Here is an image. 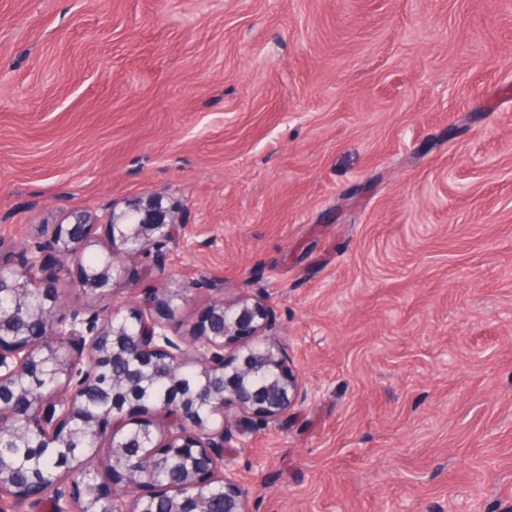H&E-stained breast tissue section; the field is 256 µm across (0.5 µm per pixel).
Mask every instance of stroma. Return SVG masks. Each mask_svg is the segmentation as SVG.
Masks as SVG:
<instances>
[{
	"label": "stroma",
	"instance_id": "1",
	"mask_svg": "<svg viewBox=\"0 0 512 512\" xmlns=\"http://www.w3.org/2000/svg\"><path fill=\"white\" fill-rule=\"evenodd\" d=\"M154 192L262 292L304 402L249 512H512V0H0V242Z\"/></svg>",
	"mask_w": 512,
	"mask_h": 512
}]
</instances>
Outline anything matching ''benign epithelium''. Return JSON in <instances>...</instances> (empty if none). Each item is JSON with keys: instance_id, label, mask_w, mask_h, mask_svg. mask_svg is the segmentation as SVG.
Returning a JSON list of instances; mask_svg holds the SVG:
<instances>
[{"instance_id": "benign-epithelium-1", "label": "benign epithelium", "mask_w": 512, "mask_h": 512, "mask_svg": "<svg viewBox=\"0 0 512 512\" xmlns=\"http://www.w3.org/2000/svg\"><path fill=\"white\" fill-rule=\"evenodd\" d=\"M185 234L179 207L146 193L99 213L72 211L52 225L46 243L0 253V288L14 290L20 301L41 294L45 304L24 316L46 326V337L35 339L0 316V415H13L14 404L22 400L28 406L25 428L44 434L49 446L64 447L80 434L112 455L109 473L106 456L98 453L76 463L79 470L103 475L86 492L82 512H151L149 505L160 498L168 512H210V500L202 494L210 487L221 490L224 512H249L248 491L224 463L232 441L227 422L233 417L252 425L277 424L307 395L274 311L260 293L232 304L211 300L186 335L170 334L153 312L163 308L172 316L187 292L219 290L204 275L161 295L146 292L135 305L99 309L63 302L66 284L55 267L75 266L78 277L71 287L104 298L123 272L117 256L147 253L162 270L169 247L183 242ZM101 243L105 261L85 265L83 254ZM115 357L132 362L133 378L106 390L112 412H83L80 404ZM158 364L168 367L177 397L146 404L137 391ZM185 367L201 386L210 387L206 399L183 393L177 376ZM46 368L55 371V382L32 393L36 375ZM158 459L181 464L178 485L160 478L152 465ZM129 489L135 490L131 498ZM46 501L52 512H73L67 482L56 485L49 501L40 484L14 486L0 468V512Z\"/></svg>"}]
</instances>
